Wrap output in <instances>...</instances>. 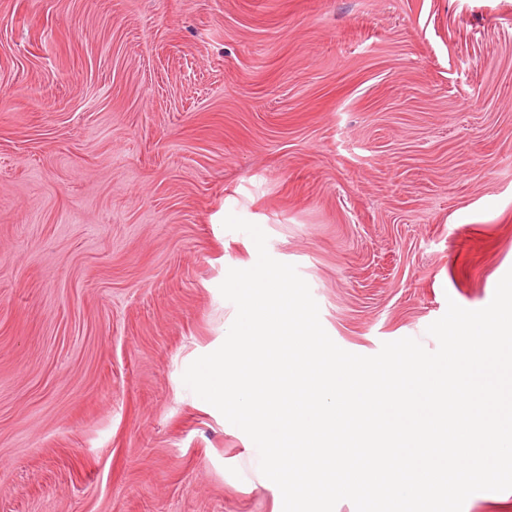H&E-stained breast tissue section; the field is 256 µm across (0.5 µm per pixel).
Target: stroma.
<instances>
[{
	"label": "stroma",
	"instance_id": "1",
	"mask_svg": "<svg viewBox=\"0 0 512 512\" xmlns=\"http://www.w3.org/2000/svg\"><path fill=\"white\" fill-rule=\"evenodd\" d=\"M259 225L364 356L512 269V0H0V512H274L182 379Z\"/></svg>",
	"mask_w": 512,
	"mask_h": 512
}]
</instances>
